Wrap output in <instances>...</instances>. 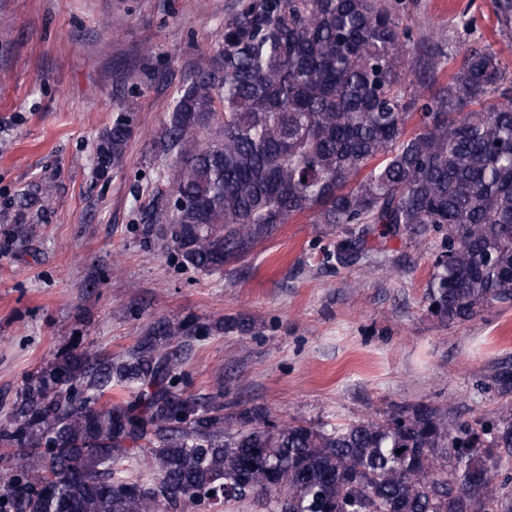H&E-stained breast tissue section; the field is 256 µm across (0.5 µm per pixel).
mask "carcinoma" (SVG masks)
Masks as SVG:
<instances>
[{
    "label": "carcinoma",
    "instance_id": "obj_1",
    "mask_svg": "<svg viewBox=\"0 0 512 512\" xmlns=\"http://www.w3.org/2000/svg\"><path fill=\"white\" fill-rule=\"evenodd\" d=\"M493 13L511 32L512 0ZM403 37L380 0H240L166 107L158 145L177 164L145 210L157 239L216 272L307 214L344 227L323 262L352 266L372 236L419 243L445 226L430 312L465 322L512 301V72L489 43L462 42L449 70L445 33L418 56ZM130 137L120 113L102 170ZM215 329L247 326L165 323L126 355L76 347L31 379L0 421V512H216L247 499L266 512H512L511 363L494 369L490 419L419 402L330 429L275 423L224 412L222 390L179 393L167 341ZM114 386L136 394L104 399ZM140 465L147 479L127 475Z\"/></svg>",
    "mask_w": 512,
    "mask_h": 512
}]
</instances>
